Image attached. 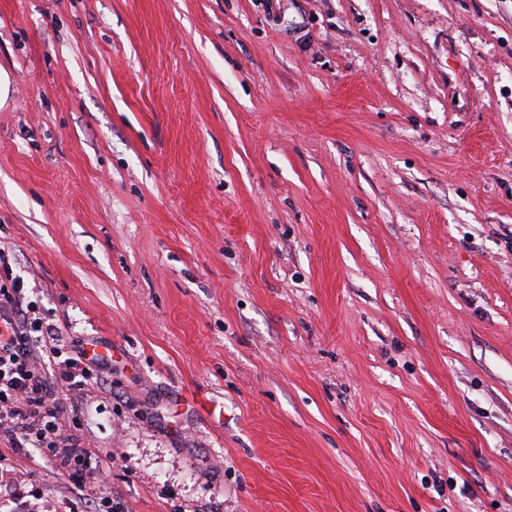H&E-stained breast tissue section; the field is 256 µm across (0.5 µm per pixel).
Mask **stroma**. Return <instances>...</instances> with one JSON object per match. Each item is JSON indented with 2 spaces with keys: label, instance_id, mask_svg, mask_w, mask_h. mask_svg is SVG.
<instances>
[{
  "label": "stroma",
  "instance_id": "obj_1",
  "mask_svg": "<svg viewBox=\"0 0 512 512\" xmlns=\"http://www.w3.org/2000/svg\"><path fill=\"white\" fill-rule=\"evenodd\" d=\"M0 68L122 512H512V0H0Z\"/></svg>",
  "mask_w": 512,
  "mask_h": 512
}]
</instances>
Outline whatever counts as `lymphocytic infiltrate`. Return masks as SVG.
<instances>
[{
  "label": "lymphocytic infiltrate",
  "mask_w": 512,
  "mask_h": 512,
  "mask_svg": "<svg viewBox=\"0 0 512 512\" xmlns=\"http://www.w3.org/2000/svg\"><path fill=\"white\" fill-rule=\"evenodd\" d=\"M84 352L70 353L63 331L45 321L36 301L16 283L0 281V512L23 501V512H40L24 499L32 473L19 451L30 448L69 475L82 494L84 512H115L104 492L112 454L85 447L66 429L63 416L77 393L97 383Z\"/></svg>",
  "instance_id": "1"
}]
</instances>
